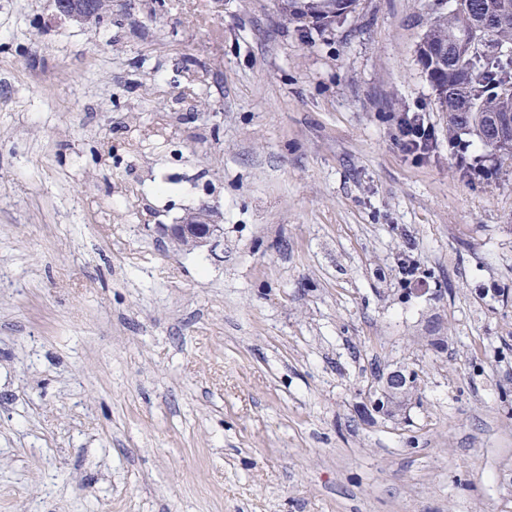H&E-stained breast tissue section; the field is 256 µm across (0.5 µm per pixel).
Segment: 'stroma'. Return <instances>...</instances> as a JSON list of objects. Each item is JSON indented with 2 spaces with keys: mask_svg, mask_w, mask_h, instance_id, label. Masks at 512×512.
Returning <instances> with one entry per match:
<instances>
[{
  "mask_svg": "<svg viewBox=\"0 0 512 512\" xmlns=\"http://www.w3.org/2000/svg\"><path fill=\"white\" fill-rule=\"evenodd\" d=\"M454 7L0 0V512H512V164L417 52ZM204 204L218 246L164 233ZM104 0H53L52 17L56 21L68 22L75 21L83 23L87 20L98 19L104 13L112 11V0H110L109 10L101 8L100 2ZM333 0H309V1H296L289 0L288 8L290 14L296 16L298 19L310 17L316 23L328 26L340 18V14L332 15L331 7L336 4ZM400 144L407 152L426 151L433 144V131L418 115L404 121L400 130ZM413 377L412 371L406 368L387 372L383 377L381 397L374 401L376 409L383 411L385 408L387 410L389 406L397 404L414 385Z\"/></svg>",
  "mask_w": 512,
  "mask_h": 512,
  "instance_id": "1",
  "label": "stroma"
}]
</instances>
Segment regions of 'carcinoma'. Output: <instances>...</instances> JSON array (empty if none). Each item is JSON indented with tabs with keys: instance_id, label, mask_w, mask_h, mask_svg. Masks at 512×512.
<instances>
[{
	"instance_id": "obj_1",
	"label": "carcinoma",
	"mask_w": 512,
	"mask_h": 512,
	"mask_svg": "<svg viewBox=\"0 0 512 512\" xmlns=\"http://www.w3.org/2000/svg\"><path fill=\"white\" fill-rule=\"evenodd\" d=\"M334 0H288L290 14L310 17L328 26L339 19L332 14ZM487 13L500 14L504 25L485 34L488 51L460 60L455 55L436 58L433 46L465 35L473 21ZM512 44V0H456L452 15L438 19L419 44L429 57L431 80L446 87L440 97L448 113V126L474 134L483 145L512 161V96L501 94V85L512 80V50L500 52L501 42Z\"/></svg>"
}]
</instances>
